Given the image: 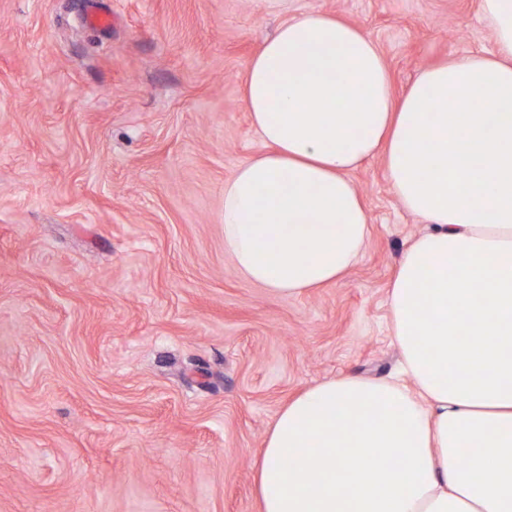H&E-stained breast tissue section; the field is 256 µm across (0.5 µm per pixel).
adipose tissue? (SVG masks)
<instances>
[{
    "label": "adipose tissue",
    "mask_w": 512,
    "mask_h": 512,
    "mask_svg": "<svg viewBox=\"0 0 512 512\" xmlns=\"http://www.w3.org/2000/svg\"><path fill=\"white\" fill-rule=\"evenodd\" d=\"M479 9L493 50L398 97L374 41L322 11L247 66L266 150L224 184L245 280L294 296L342 277L370 232L348 174L377 156L429 225L388 287L409 384L344 376L286 403L255 466L260 512H512V0Z\"/></svg>",
    "instance_id": "1"
}]
</instances>
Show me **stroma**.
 Returning a JSON list of instances; mask_svg holds the SVG:
<instances>
[{
    "label": "stroma",
    "mask_w": 512,
    "mask_h": 512,
    "mask_svg": "<svg viewBox=\"0 0 512 512\" xmlns=\"http://www.w3.org/2000/svg\"><path fill=\"white\" fill-rule=\"evenodd\" d=\"M307 11L398 95L493 47L478 0H0V512H259L280 408L397 374L387 289L426 225L382 158L349 174L371 233L339 281L274 295L224 250V183L264 149L247 65Z\"/></svg>",
    "instance_id": "obj_1"
}]
</instances>
